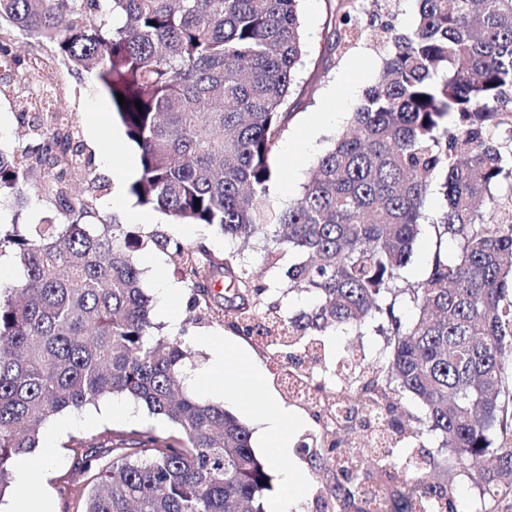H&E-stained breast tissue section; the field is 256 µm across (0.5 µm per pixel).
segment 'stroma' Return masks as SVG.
Returning a JSON list of instances; mask_svg holds the SVG:
<instances>
[{"instance_id":"obj_1","label":"stroma","mask_w":512,"mask_h":512,"mask_svg":"<svg viewBox=\"0 0 512 512\" xmlns=\"http://www.w3.org/2000/svg\"><path fill=\"white\" fill-rule=\"evenodd\" d=\"M302 36L306 53L298 68L297 81L303 88L295 114L287 130L276 143L271 164L278 173L269 190L271 202L279 207L299 195L307 182L309 172L319 156L330 146L333 135L349 123L352 113L365 90L378 74L386 49L370 41L359 42L345 52L330 49L331 33L327 25L326 0H300ZM57 100L65 111L71 112L77 137L92 154L91 169L94 176L111 180L112 170L100 157L101 149L115 146L113 155L117 164L138 163L136 148L128 141L123 127L112 118V103L95 79L84 72L62 69L58 75ZM324 112L338 113V120L320 121ZM119 200L104 196L96 203L98 218L106 224L122 225L125 231L137 233L144 227L159 230L191 246H205L215 256L229 253L241 254L251 269L271 285L282 283L286 271L296 257L285 250L276 267H268L259 249L241 248L239 242L219 233L196 225L178 224L164 213L139 205L128 190H120ZM133 259L142 269L141 286L152 299V316L156 323H165L167 315H176L182 321L181 333L190 343L192 363L197 378L192 394L202 401L213 400L223 394L228 384L223 376L210 373L209 354L199 342L209 338L236 340L260 365L261 379L250 384L237 381L234 386L241 400L250 406L240 412L245 424H252L254 416L261 413L268 399H282L279 372L272 349L262 347L245 338L236 337L223 323L210 318L196 319L190 306V291L180 265L159 251H137ZM173 284L179 296L165 300L160 287ZM328 363H336L348 349L365 354L367 360L383 355L384 338L376 326L364 328L362 335L341 330L323 337ZM295 412L303 423L290 433V448L286 457L275 463L271 470V489L268 499H275L281 492V473L286 469L305 471L307 483L297 504L298 512H324L325 475L316 474L314 454L303 447L304 441L322 429L310 407L295 405ZM153 430L157 435L168 436L172 429L163 419L150 416L147 411L131 400L107 399L98 405L86 407L80 412H67L52 416L42 430L41 447L46 448L50 463L36 470L31 482L35 491L44 493L54 512H76L78 502L85 494V483L72 476L74 449L78 443H92L106 431Z\"/></svg>"}]
</instances>
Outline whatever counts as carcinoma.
Wrapping results in <instances>:
<instances>
[{
	"label": "carcinoma",
	"instance_id": "obj_1",
	"mask_svg": "<svg viewBox=\"0 0 512 512\" xmlns=\"http://www.w3.org/2000/svg\"><path fill=\"white\" fill-rule=\"evenodd\" d=\"M298 2L0 0V30L28 39L21 57L0 38L18 83L39 84L59 63L93 74L110 97L139 152L129 186L138 204L244 244L272 239L300 255L282 294L313 297L309 310L282 316L269 284L233 254L89 221L106 185L89 177L71 113H21L29 143L0 149V197L25 207L39 172L64 221H0V256L19 270L0 288V497L51 416L123 397L173 434L115 432L87 445L74 464L89 486L78 512H266L270 464L250 430L184 391L185 339L155 336L131 255L155 249L180 261L192 309L247 338L278 332L295 337L282 344L293 349L379 323L386 361L362 362L336 386L362 413L314 439L339 512H367L365 459L338 450L368 433L370 404L400 436L422 426L438 436L459 476L481 488L474 512H512V0H416L407 32L388 6L363 23L354 0H327L335 47L368 36L388 54L350 126L277 209L270 156L293 115L305 52ZM79 178L81 199L70 191ZM437 193L444 204L432 216ZM423 224L458 251H436L410 283ZM405 396L422 416L402 408ZM386 453L384 512H461L455 482L429 479V450L405 462L394 446Z\"/></svg>",
	"mask_w": 512,
	"mask_h": 512
}]
</instances>
